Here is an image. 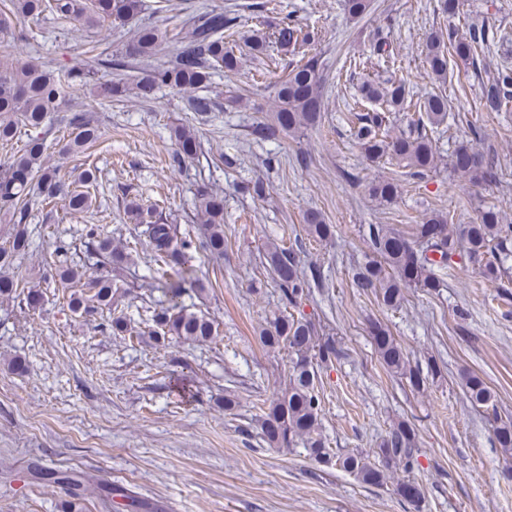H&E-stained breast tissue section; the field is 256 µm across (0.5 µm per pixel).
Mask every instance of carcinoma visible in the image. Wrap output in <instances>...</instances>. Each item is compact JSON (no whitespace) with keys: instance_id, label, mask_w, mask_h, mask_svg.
<instances>
[{"instance_id":"carcinoma-1","label":"carcinoma","mask_w":512,"mask_h":512,"mask_svg":"<svg viewBox=\"0 0 512 512\" xmlns=\"http://www.w3.org/2000/svg\"><path fill=\"white\" fill-rule=\"evenodd\" d=\"M342 9L358 19L370 12L372 0H342ZM140 0H3L0 5V31H8L13 19L39 18L49 13L60 19L72 21L86 28L109 24L124 27L135 24L130 39L122 48L120 57L107 56L98 64L115 66L121 71L131 61L148 67L137 79L133 90L143 100L154 97L157 89L170 87L195 90L205 84L218 71H234L238 60L233 48L225 46L224 37L232 38L233 19L222 12L204 9L199 11L188 30L165 32L148 23L138 22ZM278 41L285 46H305L316 40V33L298 24L291 17L282 19L277 31ZM486 31L470 29L465 33L448 32V50L441 48L436 36L427 41V63L431 72L440 80L448 77V63L458 58L474 65L487 47ZM170 48L168 59L160 64L154 59L162 44ZM370 55L382 63H391L390 42L377 38L370 46ZM97 70L89 67L76 72L71 68H53L47 63L31 58L22 64L0 62V144L7 147L16 137L19 128L41 130L55 112H62L73 101L90 92L111 102L120 101L132 90L119 77L99 82ZM407 80L387 77L378 81H365L359 87L355 101L358 111L351 113L354 136L367 159L373 163L403 164L412 169L411 175H424L439 167L441 159L426 132V125H439L448 118V97L433 94L418 102L409 98ZM277 109L258 123L253 134L266 138L279 132L288 135L301 129L318 125L325 110L322 75L318 58L312 56L292 66L278 83ZM512 102V70L498 69L483 84L479 109L483 112H500ZM378 105L380 110L361 114L366 105ZM188 109L205 114L214 109V103L205 95L188 98ZM411 107L425 114V118L408 125L397 133L386 113L403 112ZM70 133L63 138L59 151L63 154L83 153L99 138L98 128L91 116L83 111L72 112L68 118ZM175 149L172 166H182L198 156L201 142L197 132L186 126L173 129ZM45 139L29 138L22 154L13 156L7 168L0 172V210L11 215L16 224L9 245L0 247V265L7 266L10 259L29 248L25 228L33 202L44 199H61L73 212L90 209L97 184L94 170H85L78 181L66 183L55 170L45 165ZM449 166L460 177L474 183L493 181L497 177L496 164L491 155L480 156L468 142L458 143L449 159ZM37 183H32L33 175ZM401 192V180L394 173L372 181L369 196L380 205L392 204ZM195 208L200 212L204 231L198 248L215 258L224 257L227 241L224 238V197L202 187L197 191ZM126 214L133 224L143 226L146 238V268L151 278L167 297V306L153 310L150 335L159 346L172 337L190 341H207L217 336L214 321L184 304V296L192 291L204 290V285L190 264L189 250L193 241L179 232L177 225L167 223L157 202L144 204L132 201ZM309 236L325 240L332 235L331 225L319 213L303 216ZM95 255L111 272L121 273L129 264L126 248L112 244L99 226L87 230ZM512 241V224L500 223L499 212L488 209L476 224L453 229L448 217L433 212L413 221L408 235L394 232L383 224L369 225L371 256L354 274V282L365 293H371L388 309H394L404 300L408 288H436L438 281L434 270L454 263L458 256L482 269L483 274L496 280L505 272L502 253L509 250ZM262 265L272 274L285 300L284 307L297 309L308 296L310 283L322 285L325 277L317 267H304L294 249L269 243L262 254ZM56 275L65 281L78 282L82 292L69 297L72 312L90 315L102 307L112 305L113 280L107 276L84 278V274L60 265ZM261 343L268 348H285L290 357L287 374L288 387L274 398L261 418V435L272 448H290L302 444L308 454L320 463L334 464L341 471L358 481L381 486L393 478L394 472L411 471L420 453L415 430L399 424L382 439L373 456L363 453L334 455L322 438L320 401L316 384L323 367L340 359L341 349L333 336L319 334L315 324L300 316L283 313L268 321L259 332ZM375 351L382 366L389 372L405 377L409 385L419 390L425 377L409 367V359L401 345L381 326L374 327L372 336ZM470 400L478 405H493L494 394L486 382L476 374L465 378ZM496 442L506 451L512 450V419H502L491 413ZM35 473L43 480L67 486L70 512H79L84 492V480L76 472H62L38 468ZM395 493L414 503L421 498L418 485L409 480L398 481Z\"/></svg>"}]
</instances>
